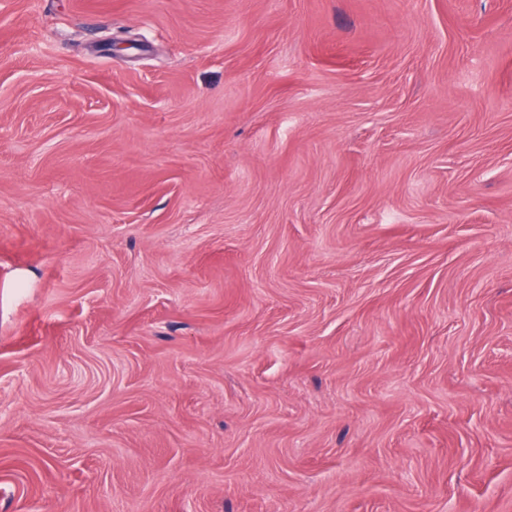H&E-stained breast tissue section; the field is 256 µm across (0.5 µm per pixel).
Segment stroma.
I'll list each match as a JSON object with an SVG mask.
<instances>
[{
	"label": "stroma",
	"instance_id": "35a3bbf8",
	"mask_svg": "<svg viewBox=\"0 0 512 512\" xmlns=\"http://www.w3.org/2000/svg\"><path fill=\"white\" fill-rule=\"evenodd\" d=\"M0 512H512V0H0Z\"/></svg>",
	"mask_w": 512,
	"mask_h": 512
}]
</instances>
